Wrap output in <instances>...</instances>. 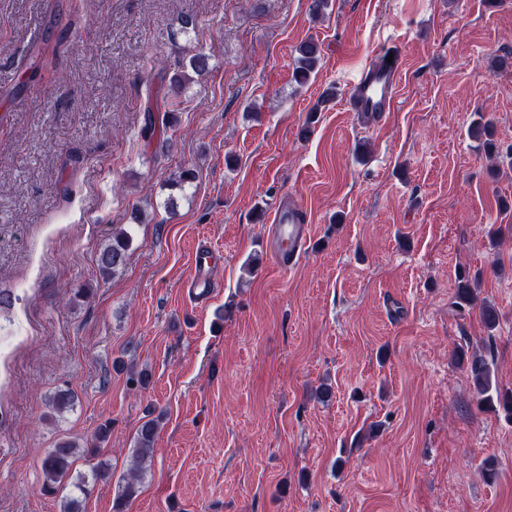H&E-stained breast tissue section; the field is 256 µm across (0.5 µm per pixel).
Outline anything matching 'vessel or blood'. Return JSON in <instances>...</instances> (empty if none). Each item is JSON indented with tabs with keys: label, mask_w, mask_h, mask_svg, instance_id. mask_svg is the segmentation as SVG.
Here are the masks:
<instances>
[{
	"label": "vessel or blood",
	"mask_w": 512,
	"mask_h": 512,
	"mask_svg": "<svg viewBox=\"0 0 512 512\" xmlns=\"http://www.w3.org/2000/svg\"><path fill=\"white\" fill-rule=\"evenodd\" d=\"M404 67L401 55L386 59L378 57L352 86L347 108L362 123L377 126L397 107L398 88ZM306 211L299 201L283 196L268 220L267 243L269 257L283 269L291 268L309 242ZM216 257L209 249H198L195 256V275L187 287L196 299H205L212 291L210 271Z\"/></svg>",
	"instance_id": "obj_1"
}]
</instances>
